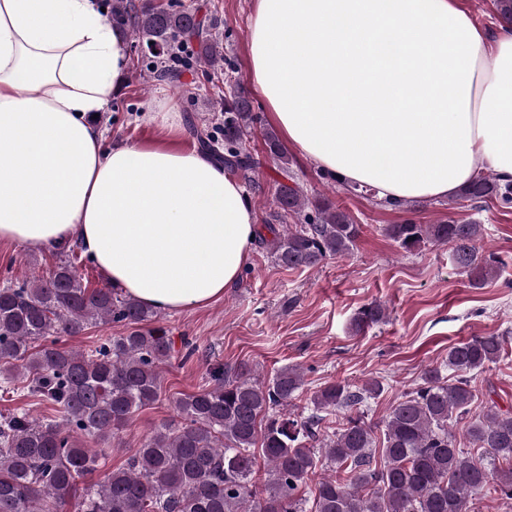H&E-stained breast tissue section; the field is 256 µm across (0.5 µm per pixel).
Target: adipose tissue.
I'll use <instances>...</instances> for the list:
<instances>
[{"label": "adipose tissue", "instance_id": "1", "mask_svg": "<svg viewBox=\"0 0 512 512\" xmlns=\"http://www.w3.org/2000/svg\"><path fill=\"white\" fill-rule=\"evenodd\" d=\"M248 81L288 143L391 203L512 182V28L459 0H254ZM126 37L99 0H0V242L78 243L158 311L223 297L258 231L197 151L106 144Z\"/></svg>", "mask_w": 512, "mask_h": 512}]
</instances>
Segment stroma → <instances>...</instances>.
I'll return each mask as SVG.
<instances>
[{"instance_id":"1","label":"stroma","mask_w":512,"mask_h":512,"mask_svg":"<svg viewBox=\"0 0 512 512\" xmlns=\"http://www.w3.org/2000/svg\"><path fill=\"white\" fill-rule=\"evenodd\" d=\"M181 2L202 18L219 13L224 52L239 77H247L252 0ZM216 101L211 84L197 70L184 73L177 88L162 82L146 84L133 76L115 94L100 126L110 143L163 142L191 149L195 142L187 132V120L203 126L222 123L224 114L216 109ZM162 106L179 113L176 131L163 132L145 120L148 109ZM251 152L260 162L254 176L261 189L248 193L247 199L261 220L285 176L266 155L260 137L252 138ZM285 152L307 193L329 195L361 224L352 253L316 269L290 270L254 246L222 299L190 311L161 313L158 327L173 339L188 338L194 352L176 355L165 367L158 400L136 413L119 441H104L98 473L123 467L154 428L176 422V400L207 387L216 364L228 369L244 364L262 376L287 365L302 368L303 384L291 410L303 415L311 394L325 383L341 381L355 388L380 381L384 391L367 410L368 421L377 424L405 393L421 384L426 368L444 365L453 344L488 334L512 337V207L448 198L423 199L407 208L379 204L337 189L295 148L286 147ZM410 219L420 224L452 220L482 225L484 250L502 259L498 275L474 288L456 270L448 246L430 243L404 253L384 229ZM54 262V248L2 243L0 285L33 270H48ZM371 303L386 308V321L353 333L355 313ZM473 385L479 406L512 409V353L478 373Z\"/></svg>"}]
</instances>
